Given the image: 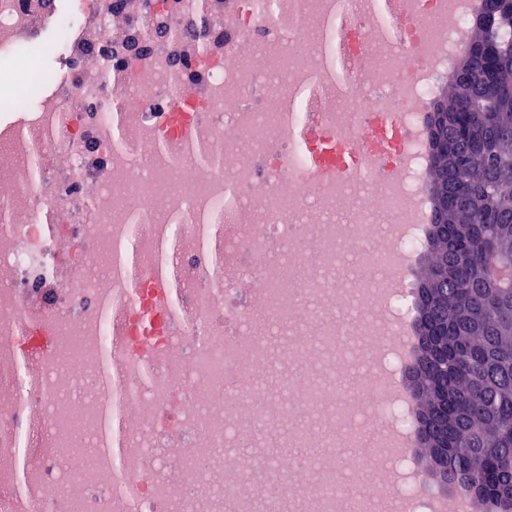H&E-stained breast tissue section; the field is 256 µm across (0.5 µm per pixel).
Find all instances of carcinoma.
Listing matches in <instances>:
<instances>
[{"label":"carcinoma","instance_id":"cac0c4a2","mask_svg":"<svg viewBox=\"0 0 512 512\" xmlns=\"http://www.w3.org/2000/svg\"><path fill=\"white\" fill-rule=\"evenodd\" d=\"M472 19L468 52L494 53L490 71L456 66L441 99L462 141L429 163V193L448 213L425 229L424 269L448 265L440 298L448 325L431 331L447 362L419 351V426L431 422L457 483L512 512V17Z\"/></svg>","mask_w":512,"mask_h":512}]
</instances>
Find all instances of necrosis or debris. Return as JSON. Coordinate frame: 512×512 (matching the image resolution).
Returning <instances> with one entry per match:
<instances>
[{
	"mask_svg": "<svg viewBox=\"0 0 512 512\" xmlns=\"http://www.w3.org/2000/svg\"><path fill=\"white\" fill-rule=\"evenodd\" d=\"M473 14L469 0H0V505L169 512L174 497L182 512H336L323 483L358 464L296 425V412L335 404L336 359L308 345V328L352 333L336 326L337 258L357 248L387 268L421 254L424 107ZM46 35L50 70L30 54ZM116 245L133 250L138 278L105 262ZM166 245L180 258L167 292L150 275ZM300 264L314 271L303 298ZM195 279L210 289L190 304L182 284ZM355 291L372 354L401 364L385 338L410 322L407 292ZM43 297L58 327L28 315ZM111 303L146 339L117 348ZM259 304L293 327L273 352L267 322L246 318ZM234 347L252 349L250 373L275 368L293 415L250 383L226 407V379L207 365ZM385 375L363 410L411 436L413 410ZM107 404L131 413L132 454L101 451ZM295 444L321 449L317 470L270 465ZM82 446L99 449L96 466ZM226 448L247 449L249 468L225 476ZM371 467L411 512H436L439 488L407 452Z\"/></svg>",
	"mask_w": 512,
	"mask_h": 512,
	"instance_id": "1",
	"label": "necrosis or debris"
}]
</instances>
